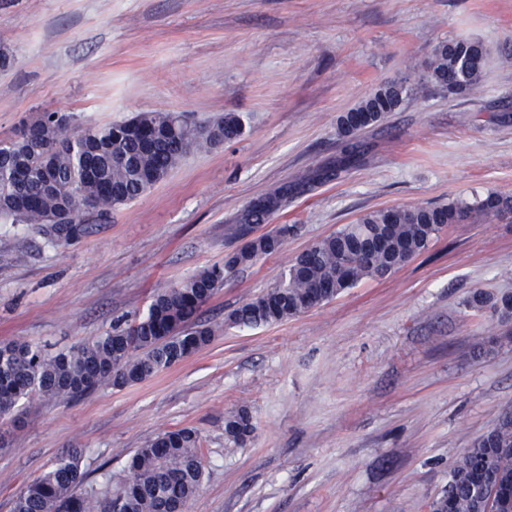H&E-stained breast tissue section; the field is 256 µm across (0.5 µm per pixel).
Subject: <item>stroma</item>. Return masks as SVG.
<instances>
[{
	"mask_svg": "<svg viewBox=\"0 0 512 512\" xmlns=\"http://www.w3.org/2000/svg\"><path fill=\"white\" fill-rule=\"evenodd\" d=\"M488 50L459 95L428 83L433 46ZM0 139L50 110L111 124L139 112H235L233 141L170 175L67 244L0 221V343L54 353L146 315L158 289L223 264L237 218L296 185L262 229L280 252L229 275L199 311L212 342L130 387L44 400L0 447V512L70 448L89 480L120 482L160 432L198 429L203 484L188 512H428L465 448L512 415V320L465 308L512 294V216L447 225L428 250L286 321L227 316L273 288L313 242L392 207L512 196V0H0ZM385 82L409 94L335 160L337 119ZM497 339L487 356L480 348ZM247 410L241 445L225 418Z\"/></svg>",
	"mask_w": 512,
	"mask_h": 512,
	"instance_id": "stroma-1",
	"label": "stroma"
}]
</instances>
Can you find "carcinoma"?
I'll return each mask as SVG.
<instances>
[{
    "instance_id": "obj_1",
    "label": "carcinoma",
    "mask_w": 512,
    "mask_h": 512,
    "mask_svg": "<svg viewBox=\"0 0 512 512\" xmlns=\"http://www.w3.org/2000/svg\"><path fill=\"white\" fill-rule=\"evenodd\" d=\"M487 49L468 40L442 41L427 66L431 82L452 94L471 90L483 73ZM407 90L390 82L377 87L343 115L340 156L311 180L339 177L357 161L351 144L361 128L352 115H369L367 127L402 103ZM73 136L56 124L54 113L38 112L14 136L0 140V217L43 224L52 241L68 243L86 230L84 214L99 220L166 178L191 152L220 145L244 133L243 119L228 112L205 123L180 112H140L108 125H84L71 113ZM288 203V187L270 191L238 218L263 224ZM512 212V197L491 193L469 204L376 210L346 224L299 254L280 283L242 303L230 324L259 327L282 322L330 301L363 279L383 276L426 250L442 228L472 213L497 218ZM286 229L248 240L192 278L158 291L145 317L126 327L48 354L26 341L0 344V417L22 420L43 399L80 398L103 384L115 388L141 383L209 345L216 328L198 322L200 307L224 279L263 256L281 250ZM467 306L490 307L512 315V295L493 300L473 292ZM228 441L242 444L254 424L242 409L224 423ZM84 449L72 448L32 480L16 497L14 512H188L204 479L201 437L183 427L157 434L135 450L117 492L87 481ZM512 512V421L501 420L454 462L448 487L429 512Z\"/></svg>"
}]
</instances>
